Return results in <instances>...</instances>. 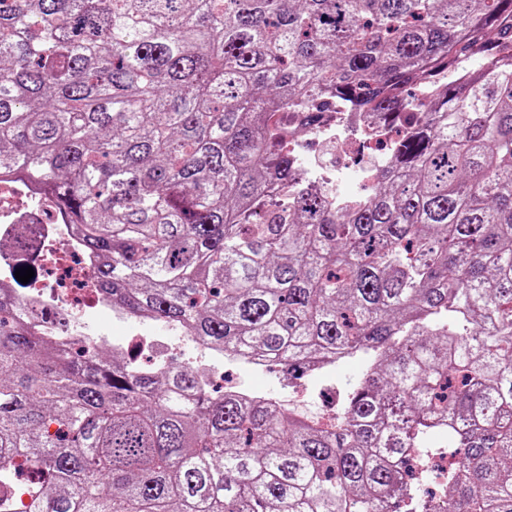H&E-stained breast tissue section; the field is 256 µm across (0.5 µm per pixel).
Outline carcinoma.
I'll return each instance as SVG.
<instances>
[{"instance_id": "1", "label": "carcinoma", "mask_w": 512, "mask_h": 512, "mask_svg": "<svg viewBox=\"0 0 512 512\" xmlns=\"http://www.w3.org/2000/svg\"><path fill=\"white\" fill-rule=\"evenodd\" d=\"M472 61L345 212L272 121L397 123ZM3 173L128 313L371 365L323 430L42 336L0 288V512H512V0H0ZM444 426L435 496L410 461Z\"/></svg>"}]
</instances>
